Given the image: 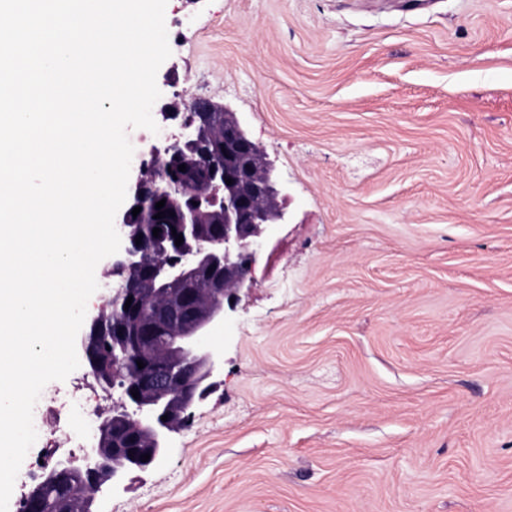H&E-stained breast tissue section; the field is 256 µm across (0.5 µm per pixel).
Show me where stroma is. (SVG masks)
Segmentation results:
<instances>
[{"label":"stroma","instance_id":"stroma-1","mask_svg":"<svg viewBox=\"0 0 512 512\" xmlns=\"http://www.w3.org/2000/svg\"><path fill=\"white\" fill-rule=\"evenodd\" d=\"M165 23L161 103L238 113L288 220L218 388L96 512H512V0H168Z\"/></svg>","mask_w":512,"mask_h":512}]
</instances>
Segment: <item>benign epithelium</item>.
<instances>
[{
  "label": "benign epithelium",
  "mask_w": 512,
  "mask_h": 512,
  "mask_svg": "<svg viewBox=\"0 0 512 512\" xmlns=\"http://www.w3.org/2000/svg\"><path fill=\"white\" fill-rule=\"evenodd\" d=\"M187 117L180 134L162 143H150L133 165L126 205L115 222L121 237L120 250L112 255V363L105 364L99 331L100 315L86 324L79 338L86 374L96 384L119 394L112 412L97 414L90 445L81 460L59 458L41 481L19 501L18 512H43L42 489L75 473L86 476L85 512H93L95 496L103 488L119 486L131 473L145 472L167 451L171 435L188 421L192 409L217 387L223 357L210 334L223 327L226 314L235 310L239 294L255 284L254 266L268 228L285 220L279 203L282 190L258 145L246 136L236 114L224 119V167L208 168L209 191L182 194L180 184L195 178L184 164L183 146L194 143L207 151L202 130L211 122L218 105L210 99L193 98L160 109L163 120L175 121L181 109ZM167 159L166 174L153 163ZM232 184H226V180ZM176 200L178 215L154 220L170 224L176 237L146 236L140 218L153 200ZM141 207L132 215L135 207ZM216 224L208 240L199 236L198 225ZM141 243H136V238ZM180 286L178 299L165 304L155 322L130 320L145 292L165 294ZM130 307H125L127 299ZM144 368H138L137 361ZM139 392L133 398L130 390ZM168 419L161 420L162 416ZM149 436L147 448L127 445L126 427ZM150 459L143 462L141 456Z\"/></svg>",
  "instance_id": "obj_1"
}]
</instances>
